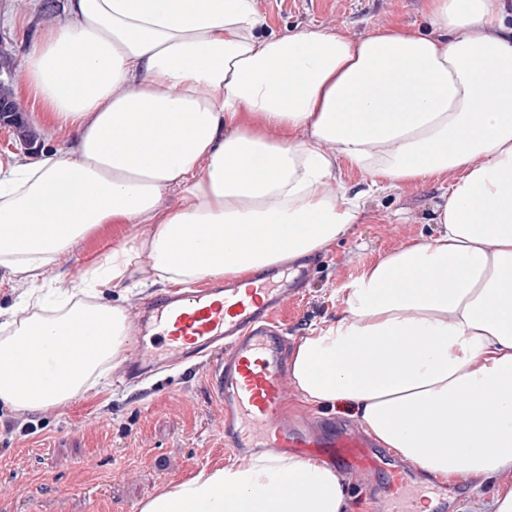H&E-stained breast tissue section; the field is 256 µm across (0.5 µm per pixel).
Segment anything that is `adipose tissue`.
I'll list each match as a JSON object with an SVG mask.
<instances>
[{
	"label": "adipose tissue",
	"instance_id": "obj_1",
	"mask_svg": "<svg viewBox=\"0 0 512 512\" xmlns=\"http://www.w3.org/2000/svg\"><path fill=\"white\" fill-rule=\"evenodd\" d=\"M69 2L22 70L36 123L72 144L0 160V266L31 283L35 308L0 333V404L68 403L122 361L127 315L102 289L244 277L335 241L361 215L328 188L340 158L383 190L447 179L448 199L436 234L365 267L336 320L298 341L301 401L351 409L440 481L512 473V5L429 0L427 29L353 42L264 32L251 0ZM240 155L250 169L235 167ZM171 188L179 202L161 209ZM143 222L142 238L43 303L59 255L102 225ZM81 329L94 351L58 352ZM347 509L335 469L259 452L140 512Z\"/></svg>",
	"mask_w": 512,
	"mask_h": 512
}]
</instances>
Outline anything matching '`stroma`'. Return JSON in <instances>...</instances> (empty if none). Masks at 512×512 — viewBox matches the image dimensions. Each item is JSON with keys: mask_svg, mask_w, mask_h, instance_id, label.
I'll use <instances>...</instances> for the list:
<instances>
[{"mask_svg": "<svg viewBox=\"0 0 512 512\" xmlns=\"http://www.w3.org/2000/svg\"><path fill=\"white\" fill-rule=\"evenodd\" d=\"M44 17L31 0H0V68L11 71L22 119L34 135L30 147L0 127V158L24 163L46 147L66 145L63 132L33 124L39 104L23 81L21 63L32 43L62 19L67 0H55ZM266 31L315 26L343 31L354 42L375 29L423 25L428 0H252ZM330 189L362 196V214L336 241L314 255L309 284L276 315L291 338L333 320L342 290L363 266L388 252L434 234L433 216L447 199V181L372 189L368 177L337 161ZM143 224H106L76 243L52 265L48 282L70 286L90 261L142 236ZM209 369L197 362L127 382L122 368L103 387L48 411L0 407V512H140L149 498L200 470L232 464L224 445V414L207 389ZM289 420L329 431L347 423L343 410L302 404L288 397Z\"/></svg>", "mask_w": 512, "mask_h": 512, "instance_id": "1", "label": "stroma"}]
</instances>
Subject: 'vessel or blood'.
<instances>
[{
	"label": "vessel or blood",
	"instance_id": "1",
	"mask_svg": "<svg viewBox=\"0 0 512 512\" xmlns=\"http://www.w3.org/2000/svg\"><path fill=\"white\" fill-rule=\"evenodd\" d=\"M311 265L298 259L245 281L217 280L202 289L149 298L138 329L153 333L159 349L138 347L125 377L133 381L211 357L208 386L224 411V442L235 453L279 448L352 475L384 472L390 477L385 512H418L419 497L364 435L350 428L316 433L283 418L290 388L287 340L275 315L305 287Z\"/></svg>",
	"mask_w": 512,
	"mask_h": 512
}]
</instances>
